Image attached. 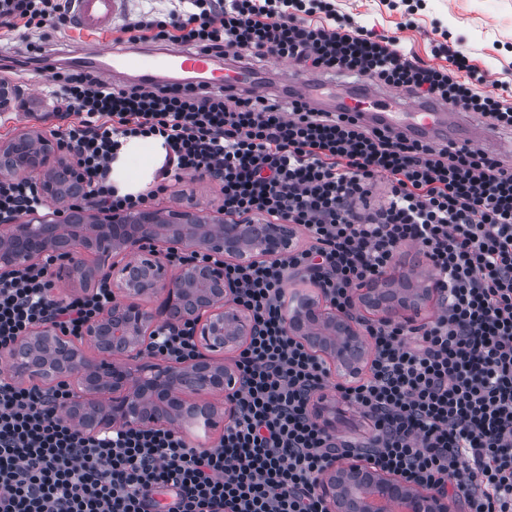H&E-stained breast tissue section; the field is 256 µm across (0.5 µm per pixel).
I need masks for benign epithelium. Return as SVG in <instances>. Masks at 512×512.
Segmentation results:
<instances>
[{"label": "benign epithelium", "instance_id": "benign-epithelium-1", "mask_svg": "<svg viewBox=\"0 0 512 512\" xmlns=\"http://www.w3.org/2000/svg\"><path fill=\"white\" fill-rule=\"evenodd\" d=\"M24 103L23 92L0 79V112ZM24 175L31 180L41 205L0 224V285L15 273L38 264L46 252L67 256L65 275L89 281L103 272L84 256L118 257L139 254L134 263H112V285L129 301L116 303L90 323L85 336L101 354L96 363L85 360L73 341L45 324L17 340L4 358L14 378L53 382L74 377L78 392L65 415L96 433L112 430L175 427L181 419L203 418L224 428L234 417L232 396L237 390L235 365L200 354L182 363L145 360V340L155 336L152 316L133 298L165 294L167 321L191 322L194 337L209 352L240 347L253 335L254 324L233 301V287L224 277V261L253 263L288 255L296 232L291 224L264 220L226 221L191 208L153 214L105 210L75 205L89 196L88 175L66 152L56 133L26 126L0 143V179ZM207 253L216 261L189 263L168 273L159 259L161 248ZM383 274L356 290L374 320L408 324L421 304L430 300L431 285L393 287ZM288 334L315 354L348 374L367 360L366 343L357 321L336 312L320 296L300 297L286 318ZM224 394V409L202 396ZM313 419L328 432L336 431V412L315 407ZM316 488L327 512H459L460 502L432 488L387 473L359 458L331 462L318 476Z\"/></svg>", "mask_w": 512, "mask_h": 512}]
</instances>
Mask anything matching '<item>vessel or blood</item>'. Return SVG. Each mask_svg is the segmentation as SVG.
<instances>
[{
  "mask_svg": "<svg viewBox=\"0 0 512 512\" xmlns=\"http://www.w3.org/2000/svg\"><path fill=\"white\" fill-rule=\"evenodd\" d=\"M76 27L94 34L111 32L112 25L127 13V0H69ZM78 67L98 69L104 80L129 74L144 88L159 84L162 73L174 74L176 82L207 84L233 92L265 96L272 88L293 93L314 106L336 111L345 107L362 113L372 124L387 127L409 138L433 144L463 140L484 147L493 140L489 129L467 118L449 103H429L361 80L340 92L326 91L322 80L292 66L274 65L265 70L246 68L233 56L217 59L205 52L159 47L150 56L132 48L108 50L94 47L75 56Z\"/></svg>",
  "mask_w": 512,
  "mask_h": 512,
  "instance_id": "obj_1",
  "label": "vessel or blood"
}]
</instances>
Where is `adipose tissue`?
<instances>
[{
    "mask_svg": "<svg viewBox=\"0 0 512 512\" xmlns=\"http://www.w3.org/2000/svg\"><path fill=\"white\" fill-rule=\"evenodd\" d=\"M164 155L162 138L150 136L124 140L112 163L113 184L123 193H136L145 189Z\"/></svg>",
    "mask_w": 512,
    "mask_h": 512,
    "instance_id": "1",
    "label": "adipose tissue"
}]
</instances>
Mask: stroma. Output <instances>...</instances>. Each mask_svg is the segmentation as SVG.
Instances as JSON below:
<instances>
[{
	"label": "stroma",
	"mask_w": 512,
	"mask_h": 512,
	"mask_svg": "<svg viewBox=\"0 0 512 512\" xmlns=\"http://www.w3.org/2000/svg\"><path fill=\"white\" fill-rule=\"evenodd\" d=\"M335 4L353 25L395 38L397 49L428 64L440 62L433 53L435 31H448L481 71L512 85V0H335ZM94 42V37L71 27L37 30L24 40L0 28V78L24 90L27 102L23 111L0 112V141L32 124L48 130L67 125L48 104L46 73L25 62L28 44L42 46L51 68L66 69L69 51ZM154 205L165 209L190 206L214 216L221 206L220 189L208 179L187 178L172 184Z\"/></svg>",
	"instance_id": "stroma-1"
}]
</instances>
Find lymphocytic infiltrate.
Listing matches in <instances>:
<instances>
[{
    "mask_svg": "<svg viewBox=\"0 0 512 512\" xmlns=\"http://www.w3.org/2000/svg\"><path fill=\"white\" fill-rule=\"evenodd\" d=\"M189 2L125 24L127 42L365 76L512 130V92L449 39L434 45L446 60L436 67L339 17L332 0ZM68 20L61 0H0V25L22 36ZM49 82L71 117L60 139L91 180L90 202L130 210L170 182L205 176L219 185L225 216L294 224L305 242L280 260L224 267L255 333L235 358V418L211 447H191L173 429L85 431L64 415L67 383L45 390L0 373V512H325L316 480L348 456L448 492L470 512H512V164L297 99L120 87L79 69ZM137 135L162 137L166 154L154 189L122 195L109 164L122 139ZM408 246L443 285L436 317L408 327L365 322L367 373L333 384L287 332L288 283L307 280L351 313L356 289ZM54 262L0 286V354L44 322L81 337L111 306L105 276L92 291L55 296ZM146 351L175 363L199 354L187 323L160 325ZM330 386L367 420L364 436L339 437L312 419L313 395Z\"/></svg>",
    "mask_w": 512,
    "mask_h": 512,
    "instance_id": "1",
    "label": "lymphocytic infiltrate"
}]
</instances>
